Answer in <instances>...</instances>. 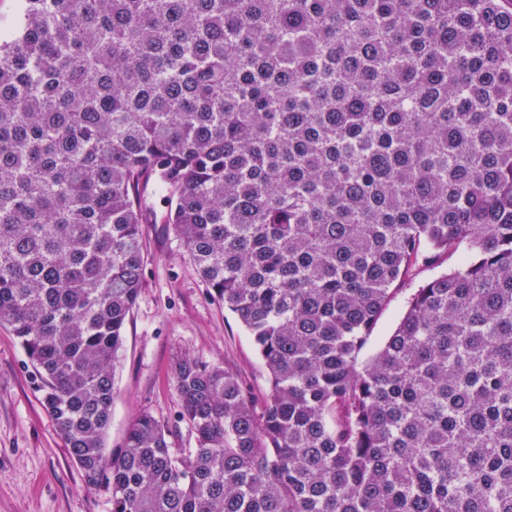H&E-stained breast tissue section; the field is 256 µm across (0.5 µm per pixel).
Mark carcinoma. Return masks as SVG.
<instances>
[{
	"instance_id": "obj_1",
	"label": "carcinoma",
	"mask_w": 512,
	"mask_h": 512,
	"mask_svg": "<svg viewBox=\"0 0 512 512\" xmlns=\"http://www.w3.org/2000/svg\"><path fill=\"white\" fill-rule=\"evenodd\" d=\"M0 325L112 512H512V0H18ZM252 337L107 453L140 187ZM416 289L360 355L395 287ZM453 265H455V260L451 258L445 261L442 267L435 270L417 268L409 280L396 287L400 288V290L394 294L374 326L368 344L362 352L364 359L375 354L383 346L388 336L394 331L405 310L406 300L409 295L428 282L436 273L446 270L448 266Z\"/></svg>"
}]
</instances>
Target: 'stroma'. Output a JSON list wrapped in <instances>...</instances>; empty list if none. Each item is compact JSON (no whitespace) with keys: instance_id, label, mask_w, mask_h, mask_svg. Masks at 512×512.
Instances as JSON below:
<instances>
[{"instance_id":"stroma-1","label":"stroma","mask_w":512,"mask_h":512,"mask_svg":"<svg viewBox=\"0 0 512 512\" xmlns=\"http://www.w3.org/2000/svg\"><path fill=\"white\" fill-rule=\"evenodd\" d=\"M143 196L148 216L142 227L144 279L124 329L105 440L110 452L120 449L130 423L144 411L174 425V447H194L192 431L178 419L172 366L181 355L224 366L256 396L268 389L267 369L251 336L197 277L167 224L164 193L150 186ZM433 275L419 268L401 284L374 326L364 356L383 346L409 295ZM37 385L19 340L0 326V512H111L108 494L86 487Z\"/></svg>"}]
</instances>
